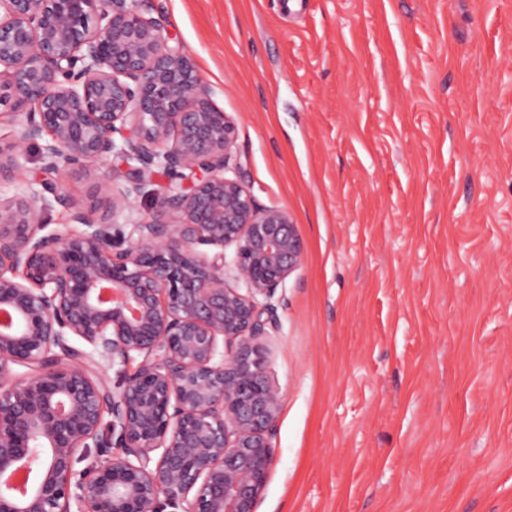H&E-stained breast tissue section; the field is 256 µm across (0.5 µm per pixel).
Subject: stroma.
<instances>
[{
  "instance_id": "1",
  "label": "stroma",
  "mask_w": 512,
  "mask_h": 512,
  "mask_svg": "<svg viewBox=\"0 0 512 512\" xmlns=\"http://www.w3.org/2000/svg\"><path fill=\"white\" fill-rule=\"evenodd\" d=\"M287 208L256 512H512V0H149Z\"/></svg>"
}]
</instances>
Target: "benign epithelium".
Returning <instances> with one entry per match:
<instances>
[{
  "label": "benign epithelium",
  "mask_w": 512,
  "mask_h": 512,
  "mask_svg": "<svg viewBox=\"0 0 512 512\" xmlns=\"http://www.w3.org/2000/svg\"><path fill=\"white\" fill-rule=\"evenodd\" d=\"M146 3L0 0V176L19 182L0 199V512H255L266 488L282 394L262 339L303 244L225 176L236 126ZM72 170L112 221L73 200ZM57 209L83 230L42 233ZM90 448L105 458L78 479Z\"/></svg>",
  "instance_id": "1"
}]
</instances>
